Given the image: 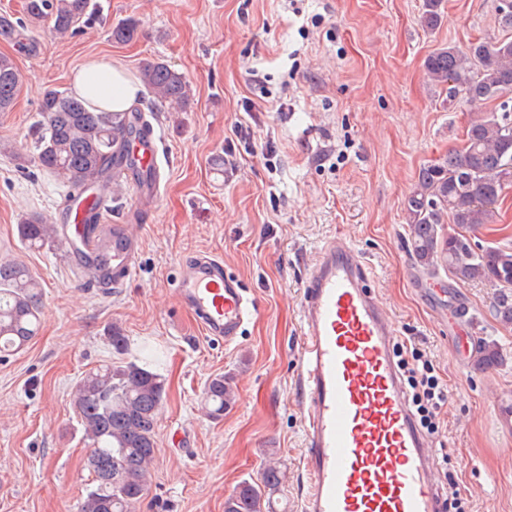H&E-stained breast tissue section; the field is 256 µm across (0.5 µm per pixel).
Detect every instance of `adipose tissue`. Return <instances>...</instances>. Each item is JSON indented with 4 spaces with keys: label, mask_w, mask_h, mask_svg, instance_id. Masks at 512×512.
I'll use <instances>...</instances> for the list:
<instances>
[{
    "label": "adipose tissue",
    "mask_w": 512,
    "mask_h": 512,
    "mask_svg": "<svg viewBox=\"0 0 512 512\" xmlns=\"http://www.w3.org/2000/svg\"><path fill=\"white\" fill-rule=\"evenodd\" d=\"M72 87L98 112L126 111L139 98L141 89L120 62L98 57L74 72Z\"/></svg>",
    "instance_id": "obj_1"
}]
</instances>
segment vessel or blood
Listing matches in <instances>:
<instances>
[{
	"mask_svg": "<svg viewBox=\"0 0 512 512\" xmlns=\"http://www.w3.org/2000/svg\"><path fill=\"white\" fill-rule=\"evenodd\" d=\"M159 144L152 134L127 140L145 171H158ZM107 215V196L94 209L88 199L75 198L57 232L71 266L115 292L136 270L140 239L129 225L108 223ZM176 288L205 334L227 343L241 336L255 311L241 281L213 257L184 265ZM301 308L297 377L308 482L302 512H443L435 459L394 360L395 324L344 237H333L319 254Z\"/></svg>",
	"mask_w": 512,
	"mask_h": 512,
	"instance_id": "vessel-or-blood-1",
	"label": "vessel or blood"
}]
</instances>
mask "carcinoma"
<instances>
[{
	"label": "carcinoma",
	"instance_id": "1",
	"mask_svg": "<svg viewBox=\"0 0 512 512\" xmlns=\"http://www.w3.org/2000/svg\"><path fill=\"white\" fill-rule=\"evenodd\" d=\"M25 19L0 14V37L26 51L35 50L30 29L52 23L59 37L76 34L93 18L92 0H25ZM444 0H424L422 23L430 30L443 19ZM139 26L129 19L114 27L118 43L137 38ZM428 76L446 92L463 93L476 108L461 145L421 167L405 205L408 249L415 268L433 277L448 271L458 283L483 281L496 291L495 317L512 324V249L474 246L470 233L489 223L505 186L512 183V119L485 105L512 93V40L477 41L467 50L442 47L425 62ZM140 78L151 97L173 112H183L191 99L185 76L163 62L146 64ZM19 88L13 61L0 56V112L12 109ZM43 117L37 130L34 161L68 192L98 185L105 172L135 160L126 151L123 132L127 113L93 112L86 99L56 88L39 104ZM455 229L445 232V224ZM28 249L54 241V227L42 215L18 224ZM41 285L19 260L0 261V353L23 349L39 332ZM502 354L494 343L479 341L474 362L486 369ZM165 379L149 363L119 361L85 372L75 386L73 408L90 441L86 466L92 486L81 512H132L150 482L156 428L163 406ZM236 402L234 390L219 375L205 390L204 409L224 415ZM281 472L268 466L261 482H241L224 501V512H274L271 497Z\"/></svg>",
	"mask_w": 512,
	"mask_h": 512
}]
</instances>
